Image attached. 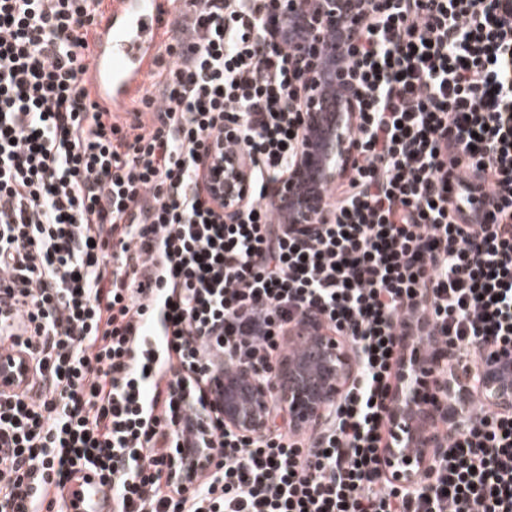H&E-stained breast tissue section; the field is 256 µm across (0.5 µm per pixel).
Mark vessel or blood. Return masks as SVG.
<instances>
[{"mask_svg":"<svg viewBox=\"0 0 512 512\" xmlns=\"http://www.w3.org/2000/svg\"><path fill=\"white\" fill-rule=\"evenodd\" d=\"M168 13L164 0H113L93 47L90 82L100 104L125 111L132 92L148 79L158 33Z\"/></svg>","mask_w":512,"mask_h":512,"instance_id":"b4317fda","label":"vessel or blood"}]
</instances>
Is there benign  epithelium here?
<instances>
[{"label": "benign epithelium", "instance_id": "benign-epithelium-1", "mask_svg": "<svg viewBox=\"0 0 512 512\" xmlns=\"http://www.w3.org/2000/svg\"><path fill=\"white\" fill-rule=\"evenodd\" d=\"M370 8L371 0H277L279 32L275 37L302 32L294 42L292 63L305 79L299 100L305 136L288 173L270 183L266 196L277 206L287 198H301L287 218L300 233L312 235L319 225L332 219L322 190L303 192L308 176L318 173L332 187L345 181L352 171L358 147L354 136L356 96L345 60ZM326 80L336 85L347 112L323 150L315 131L321 113L334 107L325 92ZM251 168L250 157L243 150L224 155V174L212 183L215 193L224 197V218H235L245 208ZM292 340L302 346L301 353L285 354L269 380L247 365L224 373V395L217 405L224 428L250 436L265 431L276 414L288 419L299 432L318 430L330 422L359 370L353 347L312 313L302 318ZM447 362L446 352L427 361L421 354L407 356L400 369L401 379L392 388L393 439L382 456V467L401 487L419 486L442 446L436 426L449 423L462 428L471 398L476 396L499 410H512V350H501L470 371L451 376ZM424 367L431 374V403L413 383ZM212 456L209 448L179 449L171 464V481L190 486L208 469Z\"/></svg>", "mask_w": 512, "mask_h": 512}]
</instances>
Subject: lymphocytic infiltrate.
<instances>
[{"label":"lymphocytic infiltrate","instance_id":"1","mask_svg":"<svg viewBox=\"0 0 512 512\" xmlns=\"http://www.w3.org/2000/svg\"><path fill=\"white\" fill-rule=\"evenodd\" d=\"M271 3L183 0L120 118L85 80L107 0H0V512L93 476L113 512H512V412L477 404L424 487L380 467L407 349L466 369L512 348V0H375L354 177L311 236L265 201L304 84ZM242 149L229 223L211 162ZM309 312L359 359L333 419L225 430L216 374L271 375ZM181 448L214 451L188 489Z\"/></svg>","mask_w":512,"mask_h":512}]
</instances>
